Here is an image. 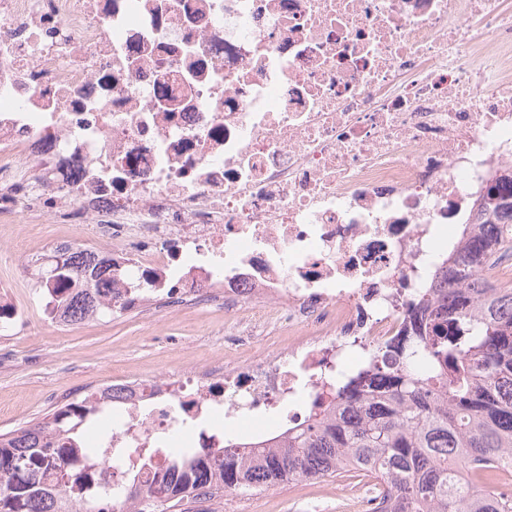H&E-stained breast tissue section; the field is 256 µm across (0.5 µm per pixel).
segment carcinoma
<instances>
[{"instance_id":"obj_1","label":"carcinoma","mask_w":512,"mask_h":512,"mask_svg":"<svg viewBox=\"0 0 512 512\" xmlns=\"http://www.w3.org/2000/svg\"><path fill=\"white\" fill-rule=\"evenodd\" d=\"M478 229L413 313L414 344L381 359L378 375L315 401L298 427L256 446L189 448L156 471L140 450L125 474L127 512H168L200 489L210 497L263 491L298 480L369 476L378 512H512V492L494 483L512 468V287L481 276V264L512 250V177L488 189ZM50 278L77 282L57 311L65 323L112 312L103 289L109 260L61 250ZM96 416L58 410L0 434V512H100L78 498L51 439L78 443ZM80 502H75V499Z\"/></svg>"}]
</instances>
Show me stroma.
Returning a JSON list of instances; mask_svg holds the SVG:
<instances>
[{"mask_svg": "<svg viewBox=\"0 0 512 512\" xmlns=\"http://www.w3.org/2000/svg\"><path fill=\"white\" fill-rule=\"evenodd\" d=\"M223 321L205 315H172L157 307L151 317L99 316L69 333L44 323L20 336L0 335V433L51 414L64 400L122 370L145 375L173 371L174 359H203ZM360 484L322 479L291 482L256 493L212 499L209 512H347Z\"/></svg>", "mask_w": 512, "mask_h": 512, "instance_id": "stroma-1", "label": "stroma"}]
</instances>
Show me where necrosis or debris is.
I'll return each mask as SVG.
<instances>
[{
	"mask_svg": "<svg viewBox=\"0 0 512 512\" xmlns=\"http://www.w3.org/2000/svg\"><path fill=\"white\" fill-rule=\"evenodd\" d=\"M512 171V0H0V223L112 258V311L224 318V351L124 370L115 504L138 451L300 424L375 374ZM0 291V335L56 309Z\"/></svg>",
	"mask_w": 512,
	"mask_h": 512,
	"instance_id": "obj_1",
	"label": "necrosis or debris"
}]
</instances>
